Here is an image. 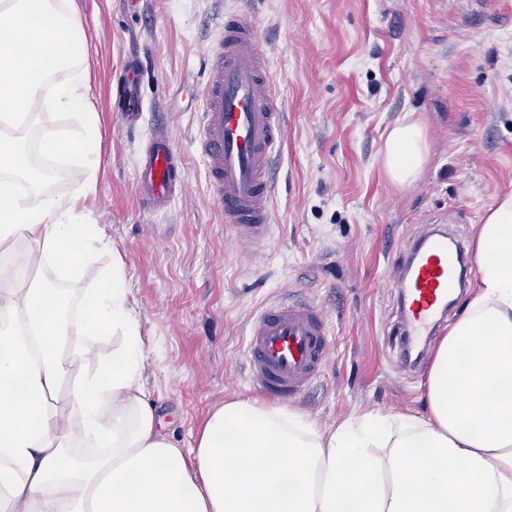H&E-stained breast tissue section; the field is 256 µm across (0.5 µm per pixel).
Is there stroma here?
<instances>
[{
  "mask_svg": "<svg viewBox=\"0 0 512 512\" xmlns=\"http://www.w3.org/2000/svg\"><path fill=\"white\" fill-rule=\"evenodd\" d=\"M92 102L100 117L96 190L85 219L112 251L75 282L97 286L120 254L149 336L145 375L181 447L210 410L252 396L246 330L267 305L319 302L334 353L292 408L326 428L360 409L417 410L459 296L421 360L396 370L399 295L392 282L413 245L439 230L471 249L485 212L512 192V0H79ZM252 7L286 121L269 244L255 253L225 236L191 139L189 104L225 13ZM142 58L146 109L126 129L114 110L122 62ZM189 173L170 209L141 210L135 159L159 117ZM411 117L426 131L418 179L393 186L386 136Z\"/></svg>",
  "mask_w": 512,
  "mask_h": 512,
  "instance_id": "35a3bbf8",
  "label": "stroma"
}]
</instances>
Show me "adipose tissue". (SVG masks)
Wrapping results in <instances>:
<instances>
[{
    "instance_id": "ef3b65f1",
    "label": "adipose tissue",
    "mask_w": 512,
    "mask_h": 512,
    "mask_svg": "<svg viewBox=\"0 0 512 512\" xmlns=\"http://www.w3.org/2000/svg\"><path fill=\"white\" fill-rule=\"evenodd\" d=\"M76 0H0V512H512V193L484 216L480 273L438 345L420 411L355 413L323 430L290 409L234 398L181 447L144 379L146 343L121 258L62 315L54 303L109 249L80 200L50 192L23 146L94 193L98 114ZM59 112L67 129L40 116ZM422 126L402 118L381 162L392 184L426 161ZM112 355L85 370L80 341ZM74 377L66 404L59 388Z\"/></svg>"
}]
</instances>
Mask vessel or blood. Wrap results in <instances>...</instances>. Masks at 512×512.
Here are the masks:
<instances>
[{
	"label": "vessel or blood",
	"instance_id": "vessel-or-blood-1",
	"mask_svg": "<svg viewBox=\"0 0 512 512\" xmlns=\"http://www.w3.org/2000/svg\"><path fill=\"white\" fill-rule=\"evenodd\" d=\"M139 72V57H128L116 108L131 129L144 111ZM274 94L253 12L242 8L225 14L206 66L194 147L205 164L226 234L250 249L268 240L272 228L275 149L285 136ZM186 181L185 159L174 145L170 125L157 124L136 159L140 207L166 212ZM460 251L446 235L432 234L423 240L411 270L398 279L409 343L420 344L439 326L442 308L458 286ZM333 350V331L321 305L278 301L248 326L249 384L267 399L296 402L324 375Z\"/></svg>",
	"mask_w": 512,
	"mask_h": 512
}]
</instances>
